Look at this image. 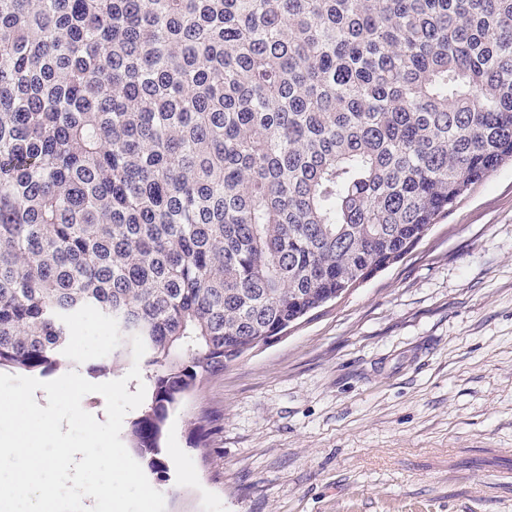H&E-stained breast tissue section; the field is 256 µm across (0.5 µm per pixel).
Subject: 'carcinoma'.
<instances>
[{"label":"carcinoma","mask_w":512,"mask_h":512,"mask_svg":"<svg viewBox=\"0 0 512 512\" xmlns=\"http://www.w3.org/2000/svg\"><path fill=\"white\" fill-rule=\"evenodd\" d=\"M512 159V0H0V368L107 327L170 408Z\"/></svg>","instance_id":"1"}]
</instances>
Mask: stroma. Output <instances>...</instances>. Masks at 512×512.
Returning <instances> with one entry per match:
<instances>
[{
	"label": "stroma",
	"mask_w": 512,
	"mask_h": 512,
	"mask_svg": "<svg viewBox=\"0 0 512 512\" xmlns=\"http://www.w3.org/2000/svg\"><path fill=\"white\" fill-rule=\"evenodd\" d=\"M81 322L77 371L126 378L109 331ZM159 458L145 476L166 512H512V163L401 261L205 381Z\"/></svg>",
	"instance_id": "35a3bbf8"
}]
</instances>
